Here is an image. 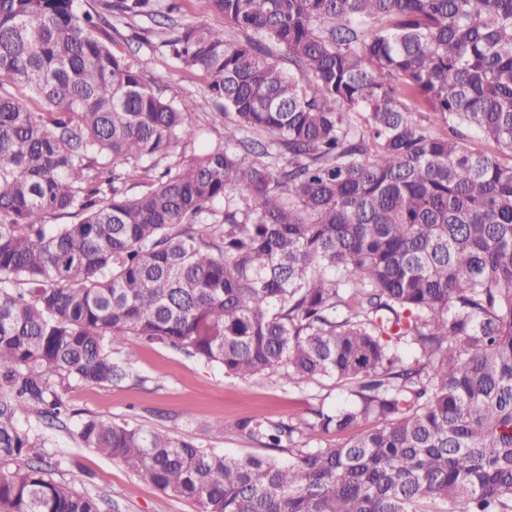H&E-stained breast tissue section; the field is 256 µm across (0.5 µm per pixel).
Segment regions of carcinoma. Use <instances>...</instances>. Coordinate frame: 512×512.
Wrapping results in <instances>:
<instances>
[{
  "label": "carcinoma",
  "mask_w": 512,
  "mask_h": 512,
  "mask_svg": "<svg viewBox=\"0 0 512 512\" xmlns=\"http://www.w3.org/2000/svg\"><path fill=\"white\" fill-rule=\"evenodd\" d=\"M213 4L243 39H161L224 126L185 161L193 101L155 93L101 17L0 0V512H104L40 465L17 407L60 420L58 387L132 376V339L353 396L296 426L238 422L291 444L288 464L76 423L80 445L197 512H512V0ZM64 215L78 222L49 223ZM326 434L345 441L309 446Z\"/></svg>",
  "instance_id": "obj_1"
}]
</instances>
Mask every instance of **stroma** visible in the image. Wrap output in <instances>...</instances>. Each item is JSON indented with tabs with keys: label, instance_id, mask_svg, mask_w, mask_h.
Returning a JSON list of instances; mask_svg holds the SVG:
<instances>
[{
	"label": "stroma",
	"instance_id": "obj_1",
	"mask_svg": "<svg viewBox=\"0 0 512 512\" xmlns=\"http://www.w3.org/2000/svg\"><path fill=\"white\" fill-rule=\"evenodd\" d=\"M109 23L113 52L134 60L156 92L175 99L194 97L192 124L197 135L188 144L186 156L222 141L224 128L212 119L214 107L202 92V73L180 69L165 53L155 16H113ZM124 353L134 377L116 385L72 382L62 388L61 395L75 419L131 420L147 428L178 432L230 456L267 455L285 462L290 452L270 450L247 439L236 429V422L257 416L296 424L311 418L313 410L331 411L349 401L344 388L326 379L301 386L282 383L274 376L241 380L166 346L136 340ZM17 416L24 425L42 431L47 440L42 450L44 464L54 470L56 479L67 480L72 473H80L78 490L104 499L105 512H196L190 501L162 493L123 464L79 447L69 434L75 419L46 430L37 411L28 406H19ZM219 425L224 432L218 436L213 429Z\"/></svg>",
	"mask_w": 512,
	"mask_h": 512
}]
</instances>
